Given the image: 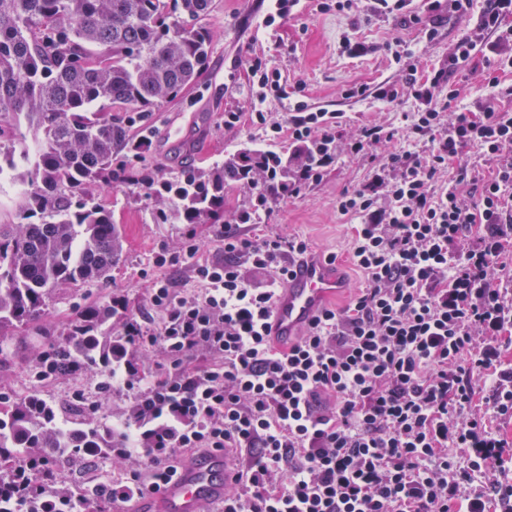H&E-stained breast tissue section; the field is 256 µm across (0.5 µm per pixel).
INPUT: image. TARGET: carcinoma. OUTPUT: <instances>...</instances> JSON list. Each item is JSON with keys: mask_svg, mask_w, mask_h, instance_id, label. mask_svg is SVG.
Instances as JSON below:
<instances>
[{"mask_svg": "<svg viewBox=\"0 0 512 512\" xmlns=\"http://www.w3.org/2000/svg\"><path fill=\"white\" fill-rule=\"evenodd\" d=\"M214 8L215 0H0V172L18 187L16 222L0 224V362L17 330L43 320L56 292L108 279L122 244L98 189L139 188L178 201L185 224H222L224 188L238 172L257 167L272 196L288 184V159L245 149L176 177L132 164L152 113L182 98L206 68L204 21ZM25 128L33 154L18 158ZM114 315L110 304L79 306L35 377L124 358L123 338L108 326ZM115 445L75 405L37 392L0 400V474L44 459L46 469L30 477L52 476L27 512H80L89 493L68 486L61 470Z\"/></svg>", "mask_w": 512, "mask_h": 512, "instance_id": "obj_1", "label": "carcinoma"}]
</instances>
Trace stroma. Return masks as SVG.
I'll list each match as a JSON object with an SVG mask.
<instances>
[{
    "label": "stroma",
    "mask_w": 512,
    "mask_h": 512,
    "mask_svg": "<svg viewBox=\"0 0 512 512\" xmlns=\"http://www.w3.org/2000/svg\"><path fill=\"white\" fill-rule=\"evenodd\" d=\"M320 2L300 0L293 15L268 27L263 19L270 10L269 0H216V9L208 19L212 45L206 69L183 98L153 114L151 144L142 153L141 164L173 177L188 169L212 167L247 147L287 151V139L270 141L260 126L224 127L225 113L251 109L253 90L246 67L255 55L266 56L280 75V93L270 94L265 103L279 121H287L289 106L303 101L311 107L344 112L349 133L372 123L402 129L405 114L414 109L411 99L394 106L374 100L355 102L344 99V90L353 84L372 87L383 81H402L405 71L389 50L396 39L414 51L417 74L426 76L461 38L467 27L465 20L444 8L425 12L424 0H412L408 11L390 15L374 13L369 0H353L351 9L340 13L320 10ZM424 22L437 26L435 41L428 43L422 38L420 25ZM345 37L369 45V52L360 57L342 54L340 42ZM373 165L371 157L339 153L319 184L296 197L272 202L268 212L258 218L259 223L304 239L314 253L335 260L346 288L330 300L333 308L346 305L364 284L349 253L353 219L337 211L336 200L344 191L361 186ZM98 198L111 208L123 244L108 281L88 285L82 297L68 291L53 296L40 327L21 330L8 359L0 362V392L23 395L39 391L62 404L71 402L75 392H82L90 418L109 429L124 419L130 400L123 391L101 388L100 367L49 382L34 378L32 365L36 355L48 346V332L67 328L85 299L108 303L119 297L129 311L147 314L148 279L157 274L174 278L181 287L194 288L189 268H159L154 264L159 252L180 251L187 233H196L201 239L203 258H223L224 249L213 237L210 225L182 223L176 201L159 203L122 185L99 190ZM131 467L128 461L100 457L92 467L75 466L79 478L73 486H107L124 478Z\"/></svg>",
    "instance_id": "stroma-1"
}]
</instances>
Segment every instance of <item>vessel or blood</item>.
<instances>
[{
    "mask_svg": "<svg viewBox=\"0 0 512 512\" xmlns=\"http://www.w3.org/2000/svg\"><path fill=\"white\" fill-rule=\"evenodd\" d=\"M343 280L333 262L310 254L297 260L275 297L269 334L279 344L294 341L308 329L326 301L342 292ZM235 475L229 454L214 452L187 462L178 477L140 499L134 512H222L224 491Z\"/></svg>",
    "mask_w": 512,
    "mask_h": 512,
    "instance_id": "b4317fda",
    "label": "vessel or blood"
}]
</instances>
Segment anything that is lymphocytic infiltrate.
I'll use <instances>...</instances> for the list:
<instances>
[{
    "label": "lymphocytic infiltrate",
    "mask_w": 512,
    "mask_h": 512,
    "mask_svg": "<svg viewBox=\"0 0 512 512\" xmlns=\"http://www.w3.org/2000/svg\"><path fill=\"white\" fill-rule=\"evenodd\" d=\"M476 23L443 65L416 76L411 52L403 83L351 87L347 99L395 104L411 97L404 130L360 126L344 135L342 112L294 104L287 122L255 110L228 112L287 137L294 150L325 147L299 161L279 198L318 184L337 145L354 157L396 137L430 141L428 151L387 153L337 208L356 218L350 253L365 285L340 309L322 311L285 346L268 319L274 280L289 260L307 254L305 240L264 230L235 210L219 238L224 257L206 260L188 235L179 254L158 266L190 265L197 292L167 277L150 280L159 322L127 317L125 358L108 372L131 392L138 414L121 425L114 458L142 459L143 469L102 487L125 503L158 489L192 448L229 449L236 476L223 512H512V485L501 478L507 441L496 424L512 420V0H427ZM486 73L492 89L477 111L460 109L454 82L464 69ZM481 147L496 168L478 197L461 188L459 150ZM446 188H439L440 179ZM158 349L146 368L141 352Z\"/></svg>",
    "instance_id": "obj_1"
}]
</instances>
